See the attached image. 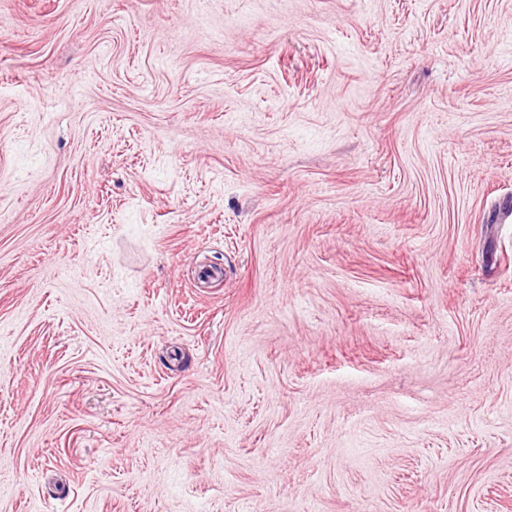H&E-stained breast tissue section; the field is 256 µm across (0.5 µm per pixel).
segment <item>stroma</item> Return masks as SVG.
<instances>
[{
  "instance_id": "1",
  "label": "stroma",
  "mask_w": 512,
  "mask_h": 512,
  "mask_svg": "<svg viewBox=\"0 0 512 512\" xmlns=\"http://www.w3.org/2000/svg\"><path fill=\"white\" fill-rule=\"evenodd\" d=\"M512 0H0V512H512Z\"/></svg>"
}]
</instances>
